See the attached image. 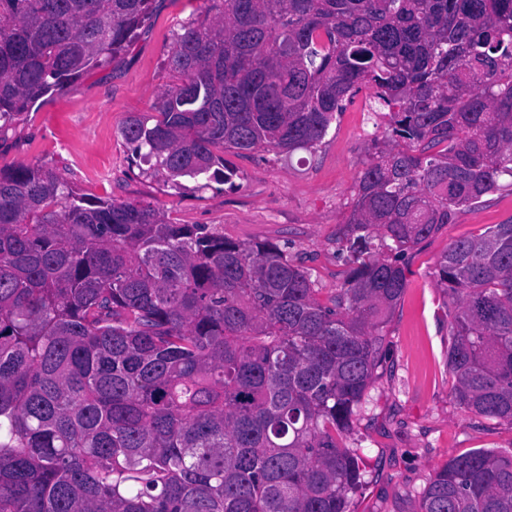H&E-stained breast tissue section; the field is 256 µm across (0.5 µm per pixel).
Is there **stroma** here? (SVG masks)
Masks as SVG:
<instances>
[{
  "mask_svg": "<svg viewBox=\"0 0 512 512\" xmlns=\"http://www.w3.org/2000/svg\"><path fill=\"white\" fill-rule=\"evenodd\" d=\"M206 0H153L149 21L114 62L66 93L44 97L0 132V168L41 165L76 193L158 207L171 224H205L240 243L287 244L294 263L311 269L321 300L344 281L337 240L351 211L356 179L373 139L388 130L371 87L345 101L313 151L276 149L224 157L232 184L183 179L140 162L120 129L130 115L154 114L173 78L166 58L183 25ZM512 220V190L460 210L405 257L408 285L387 328V356L369 389L350 447L363 458L364 483L351 512H415L428 479L449 457L476 448H512V429L462 411L450 396L448 308L434 284L437 260L452 240Z\"/></svg>",
  "mask_w": 512,
  "mask_h": 512,
  "instance_id": "35a3bbf8",
  "label": "stroma"
}]
</instances>
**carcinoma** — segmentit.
<instances>
[{
	"instance_id": "obj_1",
	"label": "carcinoma",
	"mask_w": 512,
	"mask_h": 512,
	"mask_svg": "<svg viewBox=\"0 0 512 512\" xmlns=\"http://www.w3.org/2000/svg\"><path fill=\"white\" fill-rule=\"evenodd\" d=\"M152 0H0V130L115 59ZM159 117L121 127L172 180L216 148L311 150L374 89L330 303L285 247L0 168V512H350L346 445L386 353L401 257L512 188V0H208ZM450 394L512 427V221L435 264ZM417 512H512V450L453 456Z\"/></svg>"
}]
</instances>
